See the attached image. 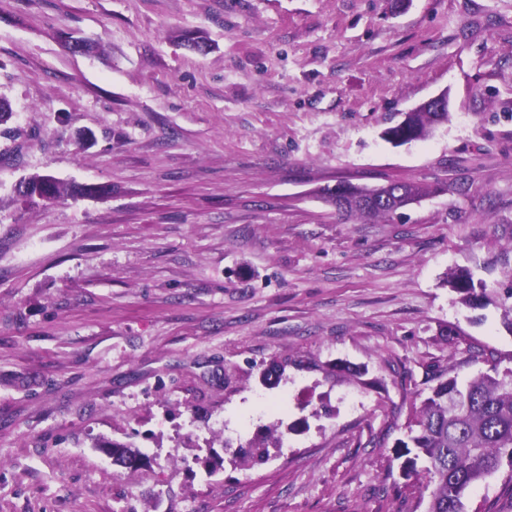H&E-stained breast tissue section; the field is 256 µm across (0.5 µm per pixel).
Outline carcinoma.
<instances>
[{"instance_id": "cac0c4a2", "label": "carcinoma", "mask_w": 512, "mask_h": 512, "mask_svg": "<svg viewBox=\"0 0 512 512\" xmlns=\"http://www.w3.org/2000/svg\"><path fill=\"white\" fill-rule=\"evenodd\" d=\"M448 120V113L420 108L407 113L403 126L384 130L383 138L404 145L403 139L428 138L437 125ZM350 196L373 195L377 202L367 208L336 209L349 216L373 220L389 216L404 207L405 193L413 191L422 198L428 187L411 182L389 181L373 188L347 185ZM448 283L464 294L468 303L490 300L487 287L476 286L471 274L460 270L450 274ZM122 465L138 448L120 442L96 444ZM399 456L405 458L404 469L415 470L417 460L427 462V485L431 486L427 512H465L464 496L475 483L495 474L508 460L512 465V379L489 374L473 377L463 387L456 378L440 382L423 402L410 428L408 440L397 444ZM239 452L253 463L268 458L262 441L251 442Z\"/></svg>"}]
</instances>
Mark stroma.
Wrapping results in <instances>:
<instances>
[{
    "mask_svg": "<svg viewBox=\"0 0 512 512\" xmlns=\"http://www.w3.org/2000/svg\"><path fill=\"white\" fill-rule=\"evenodd\" d=\"M0 99V512H426L415 410L512 370V0H0ZM32 175L108 191L25 204ZM390 180L433 191L329 200ZM464 503L512 512V468ZM423 105L429 106L438 112L427 108H420L415 112H405L407 120L405 126H392L384 130L383 138L395 146L405 145L404 139L411 137L415 140H424L428 138L437 125L448 121V96L446 93L438 94L432 97ZM401 139V142L396 140ZM340 187H347L350 190V197L374 195L377 198V202L370 207L359 209H352L349 207L346 209L345 207H342L340 203L336 204V200H338L337 192L332 197V202L339 212L367 220L389 216L395 213L397 210L403 208L406 201L405 195L408 191H414L418 198H422L429 193L428 187L422 184L399 181H389L386 184L373 188H363L350 184H340L336 187V189H339ZM401 191H404V194H402ZM447 282L452 288L464 294V300L468 303L474 304V302L490 300L489 293L487 292V287L485 284H480V292H476L477 287L474 284L473 277L468 271L460 270L451 273Z\"/></svg>",
    "mask_w": 512,
    "mask_h": 512,
    "instance_id": "stroma-1",
    "label": "stroma"
}]
</instances>
